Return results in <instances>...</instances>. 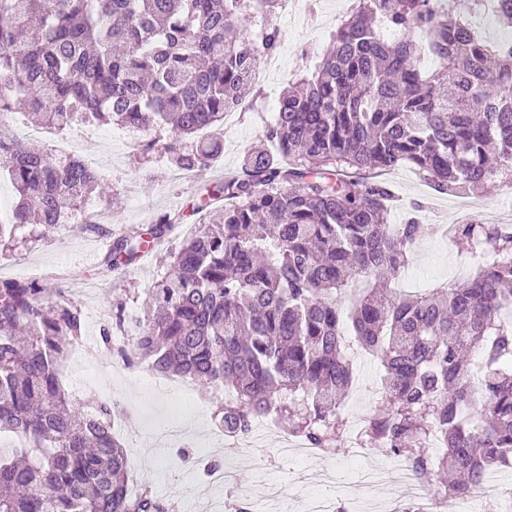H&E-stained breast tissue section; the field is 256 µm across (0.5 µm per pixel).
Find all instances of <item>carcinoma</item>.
<instances>
[{"instance_id":"cac0c4a2","label":"carcinoma","mask_w":512,"mask_h":512,"mask_svg":"<svg viewBox=\"0 0 512 512\" xmlns=\"http://www.w3.org/2000/svg\"><path fill=\"white\" fill-rule=\"evenodd\" d=\"M280 0H0V171L16 201L0 242L27 226L64 227L103 193L76 156L46 154L10 133L15 114L49 129L116 124L146 134L173 167L198 170L224 151V113L253 107V71L276 51ZM484 0H354L319 62L279 98L242 175L193 208L208 218L152 286L145 329L120 350L127 365L228 388L224 431L245 435L276 412L288 433L330 449L347 436L342 406L352 353L383 373L360 430L402 456L424 482L436 468L465 492L512 464V227L452 225L470 276L405 297L390 288L419 224L390 223L393 193L366 174L412 165L443 193L512 177V0L492 13L508 38L488 44L470 23ZM400 33L379 38L377 23ZM437 65L426 71L420 60ZM171 136L161 138L164 128ZM149 238L113 236L101 263L132 266ZM37 281L0 279V512H176L129 484L112 432L119 403L92 412L60 370L82 335L68 302L45 304ZM486 409L467 412L474 382ZM438 433L446 454L435 456Z\"/></svg>"}]
</instances>
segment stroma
<instances>
[{"label":"stroma","instance_id":"obj_1","mask_svg":"<svg viewBox=\"0 0 512 512\" xmlns=\"http://www.w3.org/2000/svg\"><path fill=\"white\" fill-rule=\"evenodd\" d=\"M349 6L350 0H302L296 18L280 23V71L257 78L256 105L232 114L224 125L222 157L196 172L191 182L174 181V169L165 158H140L137 135L128 128L76 125L59 134L44 133L38 144L48 152L58 144L76 156L94 161L106 194L92 198L86 207L111 212L110 229L144 233L162 215L181 209L182 220L174 224L164 245L165 250H176L201 227L193 207L218 185L224 171L241 170L246 153L263 140L282 90L297 71L313 67V59L302 56V47L328 46ZM381 178L395 195L392 223H404L413 213L422 226L416 240L418 248L411 254L408 269L424 277L427 287L457 280L458 269L465 264L466 244L441 237L440 225L456 224L470 216L490 224H512V198L508 197L507 184L502 180L492 179L474 194L450 195L436 192L408 164L382 173ZM107 231L71 224L50 232L45 239L22 247L13 257L0 258V277L37 279L47 287L62 289L65 298L80 310L79 344L83 351L77 359L66 360L62 373L65 386L83 404L101 399H114L122 404L126 414L118 423L117 435L132 450L130 481L148 484L158 497L176 501L179 512H190L191 504L203 492L204 480L196 467L183 462L180 450H173L158 434L169 419V410L174 409L185 429L180 449L193 452L203 447L209 433L219 426L215 408L225 393L199 386L188 396L177 389L163 396L155 395L134 368L124 365L118 352H106L101 337L103 326L120 309L124 312L125 333L137 332L138 322L149 304L148 289L164 272L161 256L155 253L98 280L96 268L104 255V246L110 242ZM355 369L358 394L346 398L343 413L349 425L360 426L371 409V388L379 377L380 365L364 354L356 360ZM252 455V461L238 465L228 481L215 487V494L225 496L238 490L255 500L274 484L289 493L310 486V466L282 462L270 439L256 440ZM323 462L336 472L343 488L344 507L362 502L377 505L385 500V491L364 485L357 473L365 465L389 467L390 455L374 448L363 462L344 452L324 455Z\"/></svg>","mask_w":512,"mask_h":512}]
</instances>
